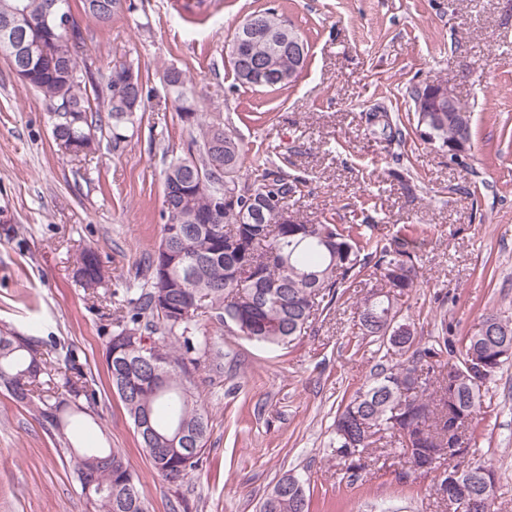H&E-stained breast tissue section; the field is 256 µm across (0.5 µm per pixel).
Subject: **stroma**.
Instances as JSON below:
<instances>
[{
	"label": "stroma",
	"mask_w": 512,
	"mask_h": 512,
	"mask_svg": "<svg viewBox=\"0 0 512 512\" xmlns=\"http://www.w3.org/2000/svg\"><path fill=\"white\" fill-rule=\"evenodd\" d=\"M133 2L103 28L70 0L95 75L125 56L149 79L143 119L121 145L106 135L86 159L64 155L48 112L0 58V329L74 353L97 391L79 442L122 449L150 512H258L287 472L304 480L310 512H445L431 475L402 456L354 477L327 451L342 401L399 360L354 324L378 275L340 289L284 348L202 320L210 350L191 382L210 438L202 468L178 485L139 448L104 349L112 292L141 282L162 235L163 171L189 139L160 83L172 65L242 138L244 173L268 161L304 179L289 200L299 220L363 225L375 246L412 242L419 280L394 304L420 342L444 330L461 345L489 310L512 318V0H209L183 13ZM268 8L309 45L304 70L277 90L241 85L227 61L235 29ZM435 81L471 114V143L454 158L417 131L412 94ZM372 113L402 142L385 140ZM88 248L108 273L93 291L74 278ZM467 436L498 472L496 512H512V362L487 383ZM0 512H93L56 437L1 389Z\"/></svg>",
	"instance_id": "obj_1"
}]
</instances>
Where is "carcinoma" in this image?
<instances>
[{"mask_svg": "<svg viewBox=\"0 0 512 512\" xmlns=\"http://www.w3.org/2000/svg\"><path fill=\"white\" fill-rule=\"evenodd\" d=\"M51 0H0V53L10 65L25 68L24 83L48 107L67 103L74 110L72 125L52 132L56 145L77 158L87 133L112 132L115 143L146 111L149 99L140 71L131 87L102 91L90 77L82 34L47 35L17 23L18 10L32 19L48 10ZM85 11L101 26L123 8V0H83ZM250 17L261 26L240 25L228 44L235 77L244 85L279 89L294 81L308 54L288 51V41L302 35L271 10ZM178 77L180 85L167 92L176 113L191 112L186 125V151L171 159L163 178L162 238L179 221L190 223L208 213L224 197L217 236L198 232L181 257L158 249L147 259V281L142 288L114 290L122 295L112 318V335L105 344V362L112 390L133 422L140 447L164 480L182 481L203 464L210 433L209 415L191 391L190 376L209 351L200 332L202 317L233 327L247 339L280 346L303 334L316 316L331 309L338 289L353 283L368 268L380 273L388 291L377 293V303L358 307L355 326L363 336L387 341L404 360L385 367L373 381L358 388L339 407L334 420L331 454L349 471L370 466L366 430L375 429L394 439L397 451L409 461L430 465L433 471L459 474L467 494L489 501L494 510L496 472L465 462L467 449L448 447V427H466L480 413L482 387L512 359V319L488 311L479 329L461 343L457 361L444 359L448 338L431 344L416 342L406 323L396 322L391 294H408L418 278L409 246L382 247L365 252L360 225L281 224L288 198L304 180L279 165L265 167L252 177L239 173L245 160L243 142L222 119L200 110L195 85L174 66L163 78ZM421 137L442 151L450 143L469 145L468 112H426L428 88L413 95ZM221 156L222 170L206 169L213 152ZM208 170L202 187L188 186L196 168ZM76 277L85 287L105 280V270L91 249L76 260ZM198 307L183 313L188 294ZM146 337L162 361L148 363L128 349L127 340ZM0 387L13 401L33 409L50 424L70 450L69 461L81 492L95 512H148L140 480L129 460L117 448H75L70 440L97 402V391L73 355L51 361L38 351V340L12 328L0 330ZM295 475L280 477L263 499L259 512H309L305 488L292 483Z\"/></svg>", "mask_w": 512, "mask_h": 512, "instance_id": "cac0c4a2", "label": "carcinoma"}]
</instances>
